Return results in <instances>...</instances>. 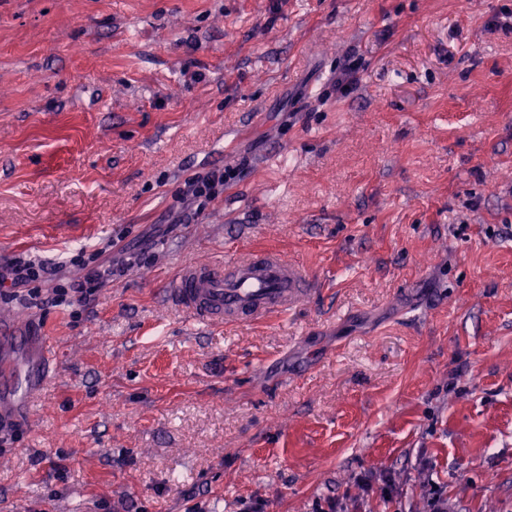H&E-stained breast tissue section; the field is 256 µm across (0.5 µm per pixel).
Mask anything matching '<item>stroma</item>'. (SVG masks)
<instances>
[{"mask_svg":"<svg viewBox=\"0 0 512 512\" xmlns=\"http://www.w3.org/2000/svg\"><path fill=\"white\" fill-rule=\"evenodd\" d=\"M143 243L90 305L0 292V361L56 357L0 388V512H512V0H0V266ZM257 247L287 313L165 302ZM231 172L224 168L214 169L186 184L185 197L199 208L204 202L217 198L224 191V184L230 179Z\"/></svg>","mask_w":512,"mask_h":512,"instance_id":"obj_1","label":"stroma"}]
</instances>
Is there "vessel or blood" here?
Listing matches in <instances>:
<instances>
[{"label":"vessel or blood","mask_w":512,"mask_h":512,"mask_svg":"<svg viewBox=\"0 0 512 512\" xmlns=\"http://www.w3.org/2000/svg\"><path fill=\"white\" fill-rule=\"evenodd\" d=\"M308 287L309 278L301 265L277 249L261 247L243 259L184 265L165 299L195 321L234 325L287 312ZM49 369L46 359L39 371L24 374L5 365L0 367V381L27 390L38 372Z\"/></svg>","instance_id":"1"}]
</instances>
